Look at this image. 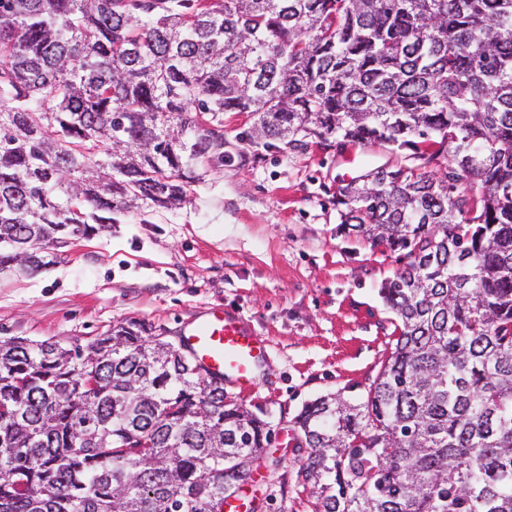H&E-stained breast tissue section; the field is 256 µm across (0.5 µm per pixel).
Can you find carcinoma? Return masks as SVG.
Returning a JSON list of instances; mask_svg holds the SVG:
<instances>
[{
  "label": "carcinoma",
  "mask_w": 512,
  "mask_h": 512,
  "mask_svg": "<svg viewBox=\"0 0 512 512\" xmlns=\"http://www.w3.org/2000/svg\"><path fill=\"white\" fill-rule=\"evenodd\" d=\"M226 112L268 149L425 161L336 192L339 229L407 263L367 401L295 417L317 512H512V0H0V271L180 206ZM269 439L137 321L0 340V512H224Z\"/></svg>",
  "instance_id": "1"
}]
</instances>
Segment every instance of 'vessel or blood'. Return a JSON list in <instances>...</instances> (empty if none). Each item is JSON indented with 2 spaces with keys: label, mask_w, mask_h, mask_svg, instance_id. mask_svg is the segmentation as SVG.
Masks as SVG:
<instances>
[{
  "label": "vessel or blood",
  "mask_w": 512,
  "mask_h": 512,
  "mask_svg": "<svg viewBox=\"0 0 512 512\" xmlns=\"http://www.w3.org/2000/svg\"><path fill=\"white\" fill-rule=\"evenodd\" d=\"M177 346L210 381H231L249 391L268 348L238 313L208 307L177 332Z\"/></svg>",
  "instance_id": "b4317fda"
}]
</instances>
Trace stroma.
I'll return each instance as SVG.
<instances>
[{"label":"stroma","instance_id":"1","mask_svg":"<svg viewBox=\"0 0 512 512\" xmlns=\"http://www.w3.org/2000/svg\"><path fill=\"white\" fill-rule=\"evenodd\" d=\"M253 118L224 115L223 171L193 183L180 208L118 215L110 232L70 241L34 274L0 273V340L88 345L128 319L158 336L208 306L244 316L270 353L252 391L224 400L264 418L272 437L243 494L261 512H315L294 418L321 396L365 401L398 335L378 294L396 253L336 232L334 197L350 168L404 165L403 154L266 150L243 140Z\"/></svg>","mask_w":512,"mask_h":512}]
</instances>
